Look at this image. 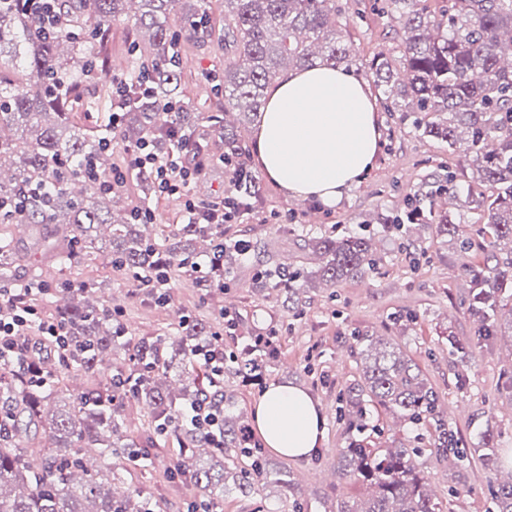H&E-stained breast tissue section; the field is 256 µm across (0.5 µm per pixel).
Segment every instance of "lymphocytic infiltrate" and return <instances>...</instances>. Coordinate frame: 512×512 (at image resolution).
Segmentation results:
<instances>
[{
    "label": "lymphocytic infiltrate",
    "instance_id": "obj_1",
    "mask_svg": "<svg viewBox=\"0 0 512 512\" xmlns=\"http://www.w3.org/2000/svg\"><path fill=\"white\" fill-rule=\"evenodd\" d=\"M188 138L187 133L175 121L168 120L164 142L142 138L124 147L126 167L113 170L111 178L99 179L102 189L124 186L128 176H148L159 195L180 196L184 199L185 218L191 224H204L215 235L214 257L208 258L206 269L213 276L206 285L223 290L228 275L223 263L217 261V253L224 250V227L235 223L241 216L238 185L252 175L250 166L224 159V169L230 175V183L221 197L209 203H199L190 194V186L201 177L205 167L202 163L188 161L180 149ZM38 333L52 340L59 349L69 345V332L64 324L44 316L31 303L27 291L14 288L0 289V367L14 366L21 370H32L33 363L28 349L20 343V335Z\"/></svg>",
    "mask_w": 512,
    "mask_h": 512
}]
</instances>
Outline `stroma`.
Returning <instances> with one entry per match:
<instances>
[{
    "instance_id": "stroma-1",
    "label": "stroma",
    "mask_w": 512,
    "mask_h": 512,
    "mask_svg": "<svg viewBox=\"0 0 512 512\" xmlns=\"http://www.w3.org/2000/svg\"><path fill=\"white\" fill-rule=\"evenodd\" d=\"M347 16L346 40L354 62L349 71L371 82L369 63L390 49L387 18L373 11V0H339ZM183 73L191 87L190 105L206 112L211 87L200 73L222 68V50L194 42L182 48ZM381 146L372 168L361 183L333 206L315 200L289 197L268 176H260L253 207L239 223L224 227L225 241H249L247 256L231 255L232 278L224 290L234 300L236 335L225 337V351L241 349L250 335L275 332L279 350L264 364L262 381L242 382L233 368L224 371V386L239 401L238 412L252 423L254 405L266 386L292 383L306 389L321 406L324 431L317 450L302 461L272 454L275 465L295 474L301 490L299 508L274 489L251 497L235 493L224 498L223 512H324V504L337 495L360 498L358 484L339 482L336 452L352 437L339 413L340 399L359 378L356 337H387L410 356L439 395L440 420L411 425L393 418L382 407L370 405L364 432L377 448L421 449V462L439 512H493L485 480L482 454L484 433H492L496 463L501 473L512 472V340L497 338L484 343L478 354L458 351V344L476 341V326L465 299L469 278L463 271L456 245L418 224L401 229L380 223L383 215H404L408 200L426 192L433 182L464 165L461 152L446 143L415 132L402 113L378 106ZM449 214L474 242L468 253L472 268L488 259V237L478 231L477 216L457 198ZM371 237L377 253L372 273L335 287L306 288L298 311L283 306L277 291L264 289L260 271L285 264L317 268L318 260L307 247L320 235ZM40 265L51 288H77L93 283L109 306L120 307L122 319L137 336H165L175 332L181 316L191 314L218 322L220 302L204 295L192 277H178L167 305H155L139 294L132 281L111 270L104 257L82 256L65 268L51 259ZM464 449L461 458H436L440 433ZM176 451L158 452L142 466H129L127 487L160 503L163 512H183L192 496L190 487L168 482Z\"/></svg>"
}]
</instances>
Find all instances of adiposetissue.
Returning a JSON list of instances; mask_svg holds the SVG:
<instances>
[{"label":"adipose tissue","mask_w":512,"mask_h":512,"mask_svg":"<svg viewBox=\"0 0 512 512\" xmlns=\"http://www.w3.org/2000/svg\"><path fill=\"white\" fill-rule=\"evenodd\" d=\"M254 136L262 171L289 196L333 205L371 168L380 129L367 85L317 66L270 87ZM253 420L265 444L292 460L307 458L322 436L318 402L292 384L269 385Z\"/></svg>","instance_id":"adipose-tissue-1"}]
</instances>
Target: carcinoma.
<instances>
[{"label": "carcinoma", "instance_id": "cac0c4a2", "mask_svg": "<svg viewBox=\"0 0 512 512\" xmlns=\"http://www.w3.org/2000/svg\"><path fill=\"white\" fill-rule=\"evenodd\" d=\"M59 29L46 35L39 21L40 0H0V224H21L35 250L61 264L97 250L111 268L143 275L160 262L191 271L212 253V238L201 224L137 221L121 191L99 189L93 176L112 174V148L164 134L163 106L181 108L179 124H198L183 81L181 41L206 39L224 49V69L208 73L214 99L206 121L223 134L224 153L239 160L240 135L224 126V116L240 112L252 120L262 112L269 86L287 68L317 64L350 66L338 0H224L215 17L213 0H57ZM399 40L375 55L370 70L387 111L405 113L423 137L448 149L465 147L472 176L460 183L450 172L430 194L423 224L443 237L458 235L457 224L436 199L458 197L488 224L492 264L471 275L467 311L478 336L512 337V0H374ZM128 41L129 85L123 99L99 71L112 57V26ZM151 87L144 96L140 84ZM123 112L112 133L110 116ZM322 259L314 271L282 266L288 283L280 289L288 307L319 281L336 286L374 270L371 239L313 238ZM22 257L13 234H0V282L37 288L42 271L14 278ZM52 317L69 329L71 351L49 347L33 357L37 377L0 370V512H161L160 505L132 489L112 493L124 481L122 468L95 469L85 458L93 448L106 459H142L160 446L178 449L175 468L195 497L218 510L224 495H253L276 487L298 506L293 473L273 465L259 448L242 439L244 425L234 415L235 393L224 381L210 386L209 372L192 349L211 340L213 327L202 319L183 320L174 336L136 338L112 321L97 288H60ZM360 345L359 379L348 389L349 425L364 428L369 403L405 423L439 416V396L420 367L395 344L368 334ZM90 385L72 395L70 382ZM207 394L223 408L224 435L217 446L184 423L182 410ZM131 402L147 408L148 426L126 421ZM412 448H369L354 438L337 450L339 479L359 483L366 496L343 498L326 512H437L423 464ZM495 512H512V476L498 480L489 468Z\"/></svg>", "mask_w": 512, "mask_h": 512}]
</instances>
